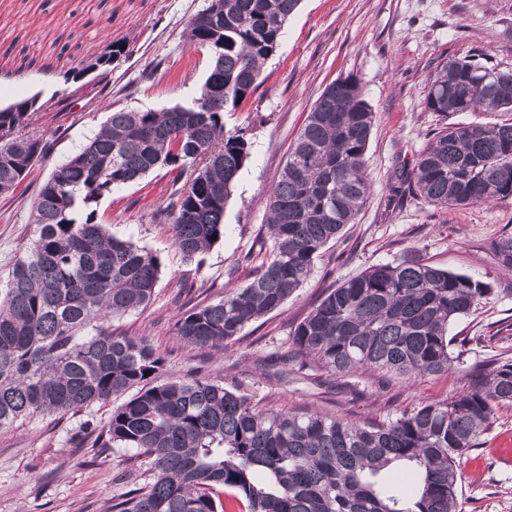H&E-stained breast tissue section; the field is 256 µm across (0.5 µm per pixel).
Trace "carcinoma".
Returning a JSON list of instances; mask_svg holds the SVG:
<instances>
[{"mask_svg":"<svg viewBox=\"0 0 512 512\" xmlns=\"http://www.w3.org/2000/svg\"><path fill=\"white\" fill-rule=\"evenodd\" d=\"M300 0H206L189 42L207 49L209 74L191 107L110 112L107 121L44 182L31 213L34 235L0 291V429L35 416L81 411L128 392L112 408L99 448L136 450L152 480L113 512H224V491L245 512H462L456 459L476 448L498 406L512 404V362L474 370L450 400L365 424L266 408L206 381L154 385L164 359L112 321L147 308L160 258L112 236L86 207L160 168L176 183L152 212L186 261L224 237V209L250 158L243 131L224 113L261 84ZM112 42L79 74L110 72ZM425 107L440 116L512 111V71L480 55L452 59L429 79ZM38 97L0 108V195L14 192L48 144L30 133ZM375 112L359 81L329 84L308 114L268 194L267 232L247 259L251 280L175 322L184 343L221 351L250 324L281 308L312 271L319 251L355 223L371 194L364 155ZM389 190L432 205L512 200V122L446 126L412 169L397 167ZM512 269V234L493 244ZM488 286L407 258L374 265L328 290L289 333L291 355L338 378L372 369L407 381L447 372L452 324ZM408 468L401 488L388 472Z\"/></svg>","mask_w":512,"mask_h":512,"instance_id":"obj_1","label":"carcinoma"}]
</instances>
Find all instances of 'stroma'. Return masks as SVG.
Listing matches in <instances>:
<instances>
[{
    "label": "stroma",
    "mask_w": 512,
    "mask_h": 512,
    "mask_svg": "<svg viewBox=\"0 0 512 512\" xmlns=\"http://www.w3.org/2000/svg\"><path fill=\"white\" fill-rule=\"evenodd\" d=\"M204 0H0V108L38 96L46 108L36 131L51 146L9 196H0V280L28 243L30 214L56 166L120 109L160 111L190 105L207 77L210 55L184 32ZM124 43L107 80L70 81L108 40ZM481 52L512 69V0H301L282 41L265 63L260 87L225 113L229 131H243L251 157L239 171L224 211V237L185 261L152 209L167 194L174 170L152 171L92 203L96 223L116 237L158 253L155 296L143 311L116 321L163 356L157 383L201 379L249 394L267 406L339 415L355 423L393 416L422 403L443 402L467 385L472 369L512 361V269L492 250L512 234V200L441 208L407 196L388 207L396 163L414 165L430 131L459 123L499 124L512 112H463L440 117L425 109L438 65ZM356 76L376 120L365 154L371 197L338 243L316 258L310 276L279 309L247 327L221 352L183 344L178 315L248 282L240 258L268 220V191L308 113L334 80ZM420 257L435 267L488 285L473 312L451 328L458 359L447 374L378 387L381 373L333 378L289 362L271 367L269 354L288 350L294 326L330 288L370 266ZM383 380V379H382ZM111 404L37 418L0 430V512H112L145 472L134 452L97 448L85 427L102 428ZM512 441V406L497 408L478 448L458 461L462 512H512V464L494 451Z\"/></svg>",
    "instance_id": "35a3bbf8"
}]
</instances>
